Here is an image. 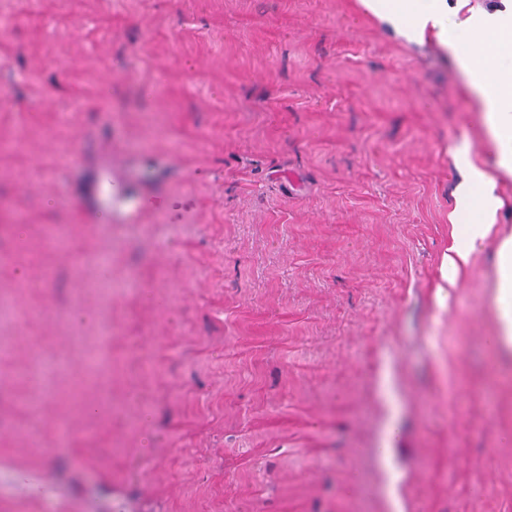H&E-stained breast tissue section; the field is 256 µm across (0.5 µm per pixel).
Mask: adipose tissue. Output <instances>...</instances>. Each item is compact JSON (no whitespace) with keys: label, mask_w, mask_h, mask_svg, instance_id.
<instances>
[{"label":"adipose tissue","mask_w":512,"mask_h":512,"mask_svg":"<svg viewBox=\"0 0 512 512\" xmlns=\"http://www.w3.org/2000/svg\"><path fill=\"white\" fill-rule=\"evenodd\" d=\"M368 9L381 21L411 42L434 34L447 49L466 80L467 90L480 102L485 130L497 149L496 166L512 176V14L484 8L462 11L447 0H366ZM461 29L466 40L452 35ZM495 81H488V74ZM465 169L457 185V216L461 221L458 240L445 259L449 274H456L471 251L491 231L493 217L502 201L495 193V181L485 170L472 165L468 146L456 152ZM496 304L501 334L498 345L512 346V239L498 250Z\"/></svg>","instance_id":"obj_1"}]
</instances>
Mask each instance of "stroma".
<instances>
[{"label": "stroma", "mask_w": 512, "mask_h": 512, "mask_svg": "<svg viewBox=\"0 0 512 512\" xmlns=\"http://www.w3.org/2000/svg\"><path fill=\"white\" fill-rule=\"evenodd\" d=\"M1 14L0 512H512V178L435 37L362 0ZM465 140L503 205L451 284ZM496 304L501 323V335L492 342L498 345L512 346V239L503 240L498 250V281Z\"/></svg>", "instance_id": "1"}]
</instances>
